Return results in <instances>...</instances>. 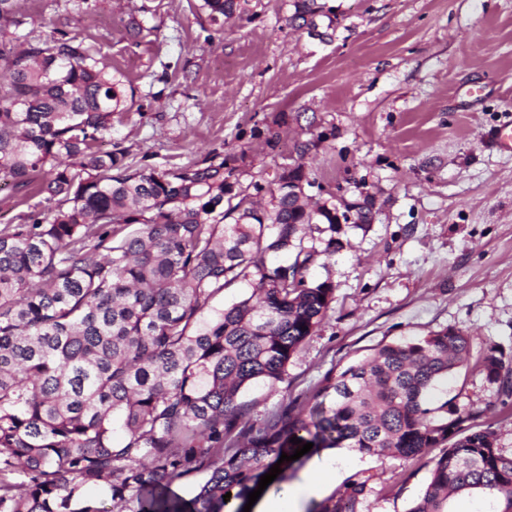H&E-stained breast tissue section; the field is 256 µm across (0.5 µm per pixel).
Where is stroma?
<instances>
[{"label":"stroma","mask_w":512,"mask_h":512,"mask_svg":"<svg viewBox=\"0 0 512 512\" xmlns=\"http://www.w3.org/2000/svg\"><path fill=\"white\" fill-rule=\"evenodd\" d=\"M338 17L321 40L288 21V0H249L217 28L188 0H20V33L86 37L131 82L136 110L113 118V141L156 166L223 164L232 191L269 202L279 175L304 163L310 196L370 198L373 223L308 229L311 280L334 300L283 382L240 398L261 424L309 410L328 374L377 345L446 328L470 338V361L435 403L474 413L512 455V394L476 363L496 350L512 370V154L493 133L512 117V0H321ZM138 20L139 35L128 23ZM480 86V99L459 89ZM307 146L298 156V146ZM435 447L413 461L322 448L289 462L283 481L333 471L321 512L365 482L359 512H409Z\"/></svg>","instance_id":"obj_1"}]
</instances>
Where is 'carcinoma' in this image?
Segmentation results:
<instances>
[{"label":"carcinoma","mask_w":512,"mask_h":512,"mask_svg":"<svg viewBox=\"0 0 512 512\" xmlns=\"http://www.w3.org/2000/svg\"><path fill=\"white\" fill-rule=\"evenodd\" d=\"M19 2L0 0V180L39 201L0 226V512H225L307 442L407 460L446 444L409 512L475 492L512 512L494 431L427 403L468 363L459 330L380 345L327 376L304 419L243 421V391L285 379L333 300L332 283L307 280L301 233L335 230L336 205L299 200L300 163L259 209L246 189L224 198L222 163L160 169L100 151L132 106L126 75L77 34L18 33ZM239 2L195 9L221 27ZM290 7L300 28L324 17L317 0ZM238 282L247 295L216 306ZM480 366L512 393L495 349ZM191 474L186 500L171 487ZM365 485L322 512H357Z\"/></svg>","instance_id":"carcinoma-1"}]
</instances>
